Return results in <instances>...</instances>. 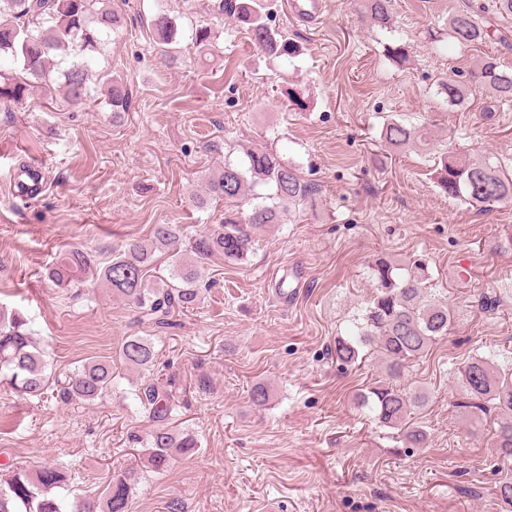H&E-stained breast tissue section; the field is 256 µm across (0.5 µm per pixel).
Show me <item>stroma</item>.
<instances>
[{
  "label": "stroma",
  "mask_w": 512,
  "mask_h": 512,
  "mask_svg": "<svg viewBox=\"0 0 512 512\" xmlns=\"http://www.w3.org/2000/svg\"><path fill=\"white\" fill-rule=\"evenodd\" d=\"M219 0H110L124 26L96 56L129 92L127 111L70 105L34 92L0 109V181L24 162L41 165L46 188L30 199L0 192V306L25 314L58 369L111 356L124 337H151L154 376L171 391L175 423L199 452L163 474L145 472L129 512H503L512 459L492 446V420L470 432L460 407L459 365L475 350L512 348V203L480 211L445 197L412 149L384 145L386 118L430 115L438 138L462 156L512 165V103L485 111L488 94L444 108L437 80L466 75L476 58L512 66V45L438 51L432 39L459 0H394V30L368 26L355 0H327L323 24L290 19L284 0H263L266 22L300 46L267 56L246 25L214 12ZM177 27L153 40L156 16ZM210 24L211 46L192 32ZM398 43L408 59L389 61ZM273 146L316 195L271 226L247 260L214 256L194 310L164 331L137 321L108 289L59 287L44 270L81 244L106 265L153 225L199 233L224 219V204L196 207L228 148ZM425 260L437 294L455 311L447 337L404 374L426 395L406 445L355 399L383 371L378 359L350 367L331 354L374 291L378 254ZM111 392L80 407L51 395L25 400L0 386V464L61 465L77 493L96 496L113 471L138 463L127 434L153 423L136 400L137 372L113 367ZM270 385L254 406L249 391Z\"/></svg>",
  "instance_id": "stroma-1"
}]
</instances>
